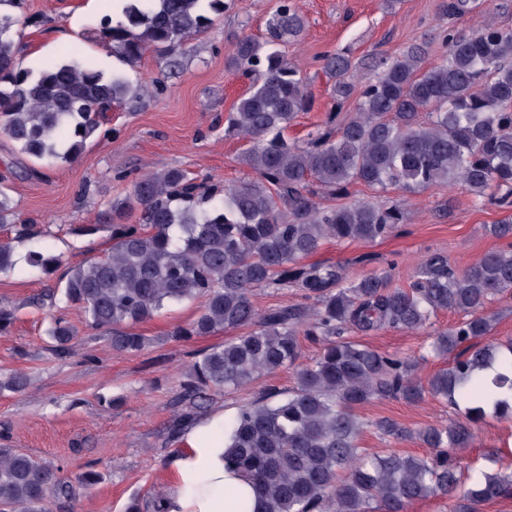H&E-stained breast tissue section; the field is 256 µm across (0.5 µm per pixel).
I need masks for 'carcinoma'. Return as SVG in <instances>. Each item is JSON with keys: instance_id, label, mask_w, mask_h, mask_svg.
I'll return each mask as SVG.
<instances>
[{"instance_id": "obj_1", "label": "carcinoma", "mask_w": 512, "mask_h": 512, "mask_svg": "<svg viewBox=\"0 0 512 512\" xmlns=\"http://www.w3.org/2000/svg\"><path fill=\"white\" fill-rule=\"evenodd\" d=\"M223 0H123L121 17L106 19L100 39L129 63L146 52H170L212 23ZM17 18L0 13V133L38 159L71 162L98 131L99 114L131 92L121 76L65 62L36 73L20 67ZM304 17L284 0L262 38L240 37L228 68L262 72L226 118L228 132L247 143L241 160L255 174L224 187L223 196L197 184L178 168L142 176L129 196L112 201L106 224L70 228L92 236L106 227L105 249L59 273V256L28 255L44 275L58 276L56 296L81 309L86 327L109 335L112 350L137 352L148 339L136 325L174 304L201 300L195 319L171 336L186 340L217 331H238L194 361L179 398L176 427L196 417L207 391L246 386L281 368L295 369L297 384L276 401L241 407L224 425V461L253 484L265 512H405L433 496L460 501L459 512L512 497V469L470 486L447 449L465 448L473 426L487 417L512 418V341L493 336L498 297L512 294V216L488 225L506 247L459 269L448 255H426L407 289L388 286V270L358 278L342 266L304 263L323 242H373L406 220L400 206L379 202L322 208L317 191L345 196L358 183L412 193L435 184L466 189L473 203L512 207V29L486 22L469 34L444 33L446 54L426 69V48L413 44L398 57L363 63L346 52L327 56L336 108L353 113L329 117L303 145L285 132L313 95L288 65L280 46L298 41ZM0 186V273L16 264L13 242L48 234L15 223ZM295 288L305 302L260 309L265 289ZM464 314L435 334L433 357L452 356L427 380L415 357L383 353L344 337L384 329L415 331L441 312ZM321 346L317 359L300 363L298 335ZM51 350L66 356L77 330L56 317L47 331ZM499 366L491 378L486 370ZM27 377L12 374L0 390L23 392ZM448 403L461 418L411 429L381 417L364 421L357 408L372 400L418 403L426 396ZM400 440L416 439L431 456L365 453V429ZM101 473L89 465L77 478L14 448L0 446V512H49L91 489Z\"/></svg>"}]
</instances>
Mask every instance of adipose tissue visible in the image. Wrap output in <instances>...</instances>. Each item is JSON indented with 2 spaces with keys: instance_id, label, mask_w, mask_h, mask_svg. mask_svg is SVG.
I'll return each mask as SVG.
<instances>
[{
  "instance_id": "1",
  "label": "adipose tissue",
  "mask_w": 512,
  "mask_h": 512,
  "mask_svg": "<svg viewBox=\"0 0 512 512\" xmlns=\"http://www.w3.org/2000/svg\"><path fill=\"white\" fill-rule=\"evenodd\" d=\"M169 468L165 512H264L249 481L225 466L223 411L185 425Z\"/></svg>"
}]
</instances>
